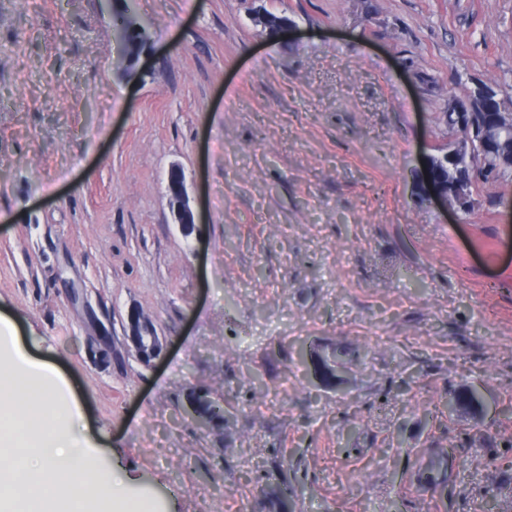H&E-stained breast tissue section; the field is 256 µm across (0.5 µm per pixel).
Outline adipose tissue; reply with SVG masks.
<instances>
[{
    "label": "adipose tissue",
    "instance_id": "obj_1",
    "mask_svg": "<svg viewBox=\"0 0 512 512\" xmlns=\"http://www.w3.org/2000/svg\"><path fill=\"white\" fill-rule=\"evenodd\" d=\"M22 411L38 466L31 483L37 495L24 497L15 480L16 462L0 458V512H110L124 500L126 475L102 469L88 452L80 405L60 374L32 356L16 318L0 312V418Z\"/></svg>",
    "mask_w": 512,
    "mask_h": 512
}]
</instances>
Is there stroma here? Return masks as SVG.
Segmentation results:
<instances>
[{"instance_id":"obj_1","label":"stroma","mask_w":512,"mask_h":512,"mask_svg":"<svg viewBox=\"0 0 512 512\" xmlns=\"http://www.w3.org/2000/svg\"><path fill=\"white\" fill-rule=\"evenodd\" d=\"M133 3L152 43L128 76L101 0H0V311L93 453L155 512H278L282 487L296 512H512V180L466 215L414 191L466 87L512 109V0ZM167 193L172 205L174 218L176 223L185 237L189 228L196 230V216L192 206L191 198L187 191L186 178L183 170L180 168H172L167 177ZM126 338L139 359L147 366L160 357L163 344L155 325L137 309H131L127 315ZM190 405L195 412L207 420L208 423L218 426L224 422V409L218 400L202 397L194 391L188 395Z\"/></svg>"}]
</instances>
